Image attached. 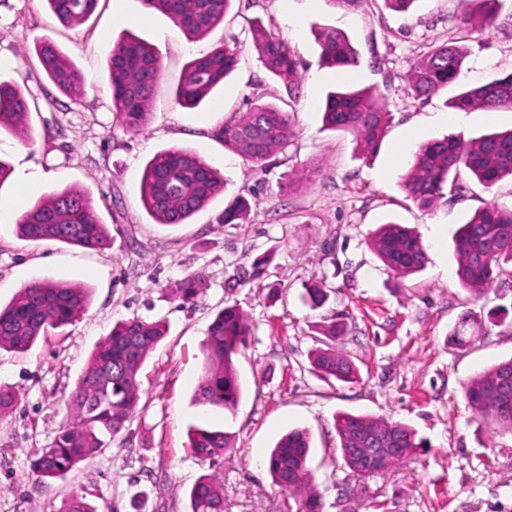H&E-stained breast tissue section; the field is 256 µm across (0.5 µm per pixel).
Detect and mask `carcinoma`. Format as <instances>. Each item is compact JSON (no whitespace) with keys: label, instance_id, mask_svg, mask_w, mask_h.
<instances>
[{"label":"carcinoma","instance_id":"cac0c4a2","mask_svg":"<svg viewBox=\"0 0 512 512\" xmlns=\"http://www.w3.org/2000/svg\"><path fill=\"white\" fill-rule=\"evenodd\" d=\"M145 8L167 16L190 40L206 37L224 22L232 0H142ZM62 22L88 17L98 0H46ZM250 41L264 68L295 90L299 59L287 43L262 22L253 23ZM322 62L336 69L357 65L358 52L350 40L333 29L315 32ZM35 53L47 78L61 91L74 93L87 82L86 75L52 41L35 45ZM239 62L237 46L224 41L191 60L174 92L183 108L198 107L229 76ZM462 51L445 43L432 49L408 75L409 96L415 101L437 95L455 84L461 75ZM162 76L157 51L134 34L122 36L108 61V85L112 112L131 131L146 124L149 104ZM457 111L483 109L512 111V74L479 86L461 89L448 101ZM323 125L355 137L363 158L374 155L386 135L391 113L372 91H332L322 106ZM29 101L17 88L0 83V129L29 136ZM211 136L253 166L265 164L272 153L291 144L296 136L290 113L273 105L253 104L231 123H222ZM466 169L479 184L490 189L512 177V129L466 139L451 135L421 144L404 181L406 195L422 209L433 208L445 189L463 191L456 183ZM224 192V179L212 164L194 152L163 149L146 163L140 183V201L153 223L175 226L186 223ZM249 203L236 196L224 208L220 224H245ZM20 239L31 242H61L86 249L111 246L112 235L96 213L86 190L64 189L30 206L16 224ZM371 250L383 265L402 280L424 268L428 255L419 236L396 223L380 225L371 233ZM456 275L474 292L490 287L501 278H512V206L489 204L460 227L455 239ZM170 295L183 304L194 302L205 290V279L193 273L169 285ZM88 290L42 278L18 289L10 302L0 306V350L23 353L52 330L73 323L86 310ZM341 326H320L328 339L309 354L311 366L327 384L354 383L359 369L347 355L331 345ZM168 334L162 320L132 318L113 326L100 339L77 377L68 397L69 418L62 424L50 447L33 461L38 481L47 486L64 477L112 443L136 416L140 402V371L157 345ZM251 335L248 316L236 306H226L210 323L202 343L204 373L195 399L202 405L235 410L240 383L234 358ZM473 412L498 429L512 434V357L484 368L463 386ZM334 427L343 460L353 472L350 449L362 446L368 435L378 434L401 453L388 458L394 465L419 448L416 432L407 425L369 415L338 414ZM189 449L201 461L215 466L224 451L234 447L232 436L219 430L192 428ZM311 436L305 429L285 434L267 458L275 484L293 498L297 512H322V493L308 467ZM192 512H224V487L216 473L201 476L190 489Z\"/></svg>","mask_w":512,"mask_h":512}]
</instances>
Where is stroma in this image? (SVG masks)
<instances>
[{
    "mask_svg": "<svg viewBox=\"0 0 512 512\" xmlns=\"http://www.w3.org/2000/svg\"><path fill=\"white\" fill-rule=\"evenodd\" d=\"M459 8V0H424L409 14L387 9L383 0L354 9L333 0H233L223 25L191 41L141 0H99L89 19L72 25L62 24L45 0H0V81L28 98L32 127L28 141L0 132V159L13 168L0 202L27 208L57 190L85 189L113 237L110 248L90 251L27 242L18 238L15 219L0 222L1 305L44 276L90 291L88 308L73 324L27 352L0 351V385L18 399L12 413L0 416V512H64L74 494L96 512H191L190 488L209 471L187 447L192 426L233 435L234 447L218 465L224 512H287L288 495L273 484L265 459L294 428L312 435L309 468L323 512H512V435L479 420L461 390L474 373L512 356V325L490 316L499 305L512 310V280L480 294L466 290L453 247L460 225L485 202L512 203V181L488 190L461 171L463 192L448 193L429 211L402 188L421 143L512 128V111L461 112L447 106L443 93L419 102L407 96L408 72L447 41L466 51L463 84L512 73V0H501L490 26L459 28ZM254 19L298 54L296 91L262 66L246 35ZM323 27L348 36L360 55L357 68L320 64L312 31ZM128 32L153 45L162 63L152 114L138 133L113 113L105 80L113 46ZM230 37L239 51L233 74L197 108L175 106L187 63ZM45 38L88 76L82 94H65L45 76L33 51ZM341 86L373 88L392 114L369 160L357 158L351 134L322 125L323 99ZM254 100L288 111L296 131L293 145L259 167L211 136ZM169 148L195 151L226 183L223 195L176 227L153 223L139 200L145 163ZM29 173L39 176L31 187ZM238 193L253 205L250 223H219ZM389 221L414 228L428 254L422 271L399 282L368 244ZM192 273L205 277L206 290L179 305L167 286ZM311 286L328 295L315 310L303 301ZM228 305L251 323L237 358L242 395L232 413L195 400L201 343ZM338 313L347 328L336 347L360 367L362 379L330 386L312 371L308 353L317 346L314 325ZM136 317L169 325L140 373V413L96 457L40 487L31 462L64 421L77 376L112 326ZM459 327L471 338L461 348L450 342ZM339 412L406 423L422 445L388 468L354 474L338 448Z\"/></svg>",
    "mask_w": 512,
    "mask_h": 512,
    "instance_id": "stroma-1",
    "label": "stroma"
}]
</instances>
